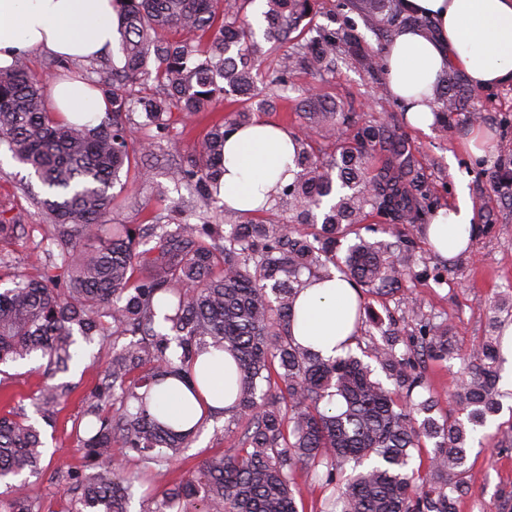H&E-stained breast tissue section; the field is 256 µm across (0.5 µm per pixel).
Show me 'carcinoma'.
Returning a JSON list of instances; mask_svg holds the SVG:
<instances>
[{"label": "carcinoma", "instance_id": "1", "mask_svg": "<svg viewBox=\"0 0 512 512\" xmlns=\"http://www.w3.org/2000/svg\"><path fill=\"white\" fill-rule=\"evenodd\" d=\"M224 9V0H115L119 62L90 67L91 82L108 103L95 127L67 124L44 106L43 74L26 58L0 68V145L44 188L38 201L48 219L43 275H17L0 289V364L38 356L51 380L77 354L76 337L128 332L139 337L107 354L93 393L85 434H76L84 469L67 474L73 512H128L133 484L155 486V512H298L291 489L299 466L327 469L336 483V512H456L467 493L464 480L472 432L499 412L500 349L484 336L466 357L467 371L453 397L465 418L433 416L425 364L453 351L450 328L419 318L418 335L396 327L381 331L371 366L347 355L323 360L294 344L290 322L302 276L338 268L356 286L393 295L408 275L432 274L429 262L409 266L429 211L422 174L405 145L368 126L353 140L338 134L346 114L306 93L299 103L307 120L297 137L293 179L281 190L293 214L288 224L222 207L220 225L208 212L199 223L172 216L155 224H109L112 189L122 179L147 178L149 145L135 137L132 112L156 123L173 111L207 112L228 91L287 86L289 75L321 73L336 56V32L312 24L315 0H264L255 26ZM389 0H362L369 26H387ZM176 29L179 40L159 31ZM272 59L275 67L258 69ZM280 95L258 104L240 100L182 157L169 179L184 184L209 207L224 175V141L273 112ZM436 124L447 128L456 108L448 91L438 95ZM332 138L336 155L316 156L315 136ZM382 165L372 169L375 155ZM327 206L322 222L313 210ZM389 219L394 240L349 244L351 227L369 213ZM28 233L24 224L0 222V241ZM137 269L148 274L135 278ZM406 346L405 352L397 346ZM213 348L237 366L233 414L246 421L238 452L204 459L191 475L156 485L159 467L188 447L190 436L163 422L150 400L152 386L184 376L196 357ZM68 386L47 384L35 397L37 414L52 422ZM435 440L425 471L411 468L423 439ZM40 431L21 415L0 416V479L38 470ZM137 454L140 471L113 465L114 450ZM0 512H32L28 494L0 499Z\"/></svg>", "mask_w": 512, "mask_h": 512}]
</instances>
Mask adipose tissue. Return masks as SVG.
<instances>
[{
	"mask_svg": "<svg viewBox=\"0 0 512 512\" xmlns=\"http://www.w3.org/2000/svg\"><path fill=\"white\" fill-rule=\"evenodd\" d=\"M404 9L433 21L434 31L411 27L396 32L385 48L386 88L406 112L408 124L429 131L436 90L448 69L462 72L471 88L512 84V0H403ZM113 0H0V67L14 57L45 50L86 61L112 52L117 41ZM105 103L78 77L52 81L50 111L67 121L98 124ZM295 140L286 128L260 120L232 133L224 143L220 197L226 207L252 212L270 193L287 185ZM474 206L466 190L434 212L427 237L441 257L468 249ZM358 295L340 277L305 278L294 303L291 334L296 344L323 358L341 355L354 331ZM192 383L170 380L155 387L176 430L233 404L234 364L228 353L199 357Z\"/></svg>",
	"mask_w": 512,
	"mask_h": 512,
	"instance_id": "adipose-tissue-1",
	"label": "adipose tissue"
}]
</instances>
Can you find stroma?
Segmentation results:
<instances>
[{
    "label": "stroma",
    "mask_w": 512,
    "mask_h": 512,
    "mask_svg": "<svg viewBox=\"0 0 512 512\" xmlns=\"http://www.w3.org/2000/svg\"><path fill=\"white\" fill-rule=\"evenodd\" d=\"M316 24L331 25L338 37L355 32L362 50L383 49L387 37L379 28L367 27L361 13L349 9L348 0H318ZM296 88L316 90L337 111L351 113V128L384 123L402 138L420 169L436 207L442 208L456 198V183L449 171V160H456L459 171L468 177L467 187L475 208L476 225H488V232L473 235L470 256L450 260L441 280L410 279L404 282L403 294L363 295L362 326L370 336H378V323L398 320L414 329L418 317L445 322L455 340L454 358L429 363L427 383L439 398L442 417L460 416L459 405L451 396L462 377L460 354L466 353L485 335L491 315H498L502 327L512 326V188L495 179L498 166L512 165V85L487 90L469 87L463 76H456L460 97L457 111L448 115L447 131L432 129L422 133L412 129L401 107L388 94L383 75L364 69L357 55L340 46L331 71L318 75L295 73ZM224 115L223 104L213 111L192 116L172 113L164 131L148 125L144 113H135L138 139L152 144L149 178L130 186L110 216L115 224H148L154 216L168 215L176 201L192 205L189 190L171 194L165 201L153 198L152 185L167 182L168 171L178 163L197 137ZM481 127L491 136L492 148L476 157L462 151L474 128ZM43 188L36 177L19 165L6 147H0V220L31 225L28 237L0 242V253L7 255V266L0 268V285L10 286L13 274L39 277L43 267L37 262L44 217L34 198ZM416 298L420 309L412 311L406 297ZM104 348L95 342L84 346L81 364L71 365L68 372L58 374L57 382L67 383L69 391L63 399L55 422H41L31 396L44 378L36 359L21 360L0 368V415L15 411L37 423L45 442L39 474L30 476L33 512H68L70 501L64 491L62 476L82 466L80 453L74 449L73 429L87 422L90 398L102 379V367L96 358ZM498 387L503 394L502 410L490 417L470 439L466 480L470 490L461 499L458 512H501L504 500L512 495V445L498 441L496 433L512 426V361L502 360ZM242 423L229 414H220L207 422L196 435L190 448L164 471V482L178 480L194 471L207 456L230 454L239 447ZM299 512H332L334 486L326 482L325 469L294 474Z\"/></svg>",
    "instance_id": "obj_1"
}]
</instances>
